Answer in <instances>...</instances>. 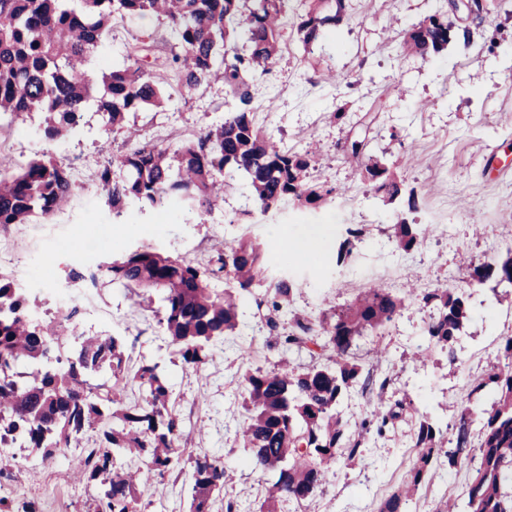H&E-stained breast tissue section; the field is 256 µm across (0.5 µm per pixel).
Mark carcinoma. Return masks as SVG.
<instances>
[{"label":"carcinoma","mask_w":512,"mask_h":512,"mask_svg":"<svg viewBox=\"0 0 512 512\" xmlns=\"http://www.w3.org/2000/svg\"><path fill=\"white\" fill-rule=\"evenodd\" d=\"M288 0H0V111L19 117L45 113L44 136L53 140L75 129L89 102L105 126H119L125 114L165 100L162 82L147 70V56L131 54L133 64L97 76L86 71L109 24L154 14L167 23L170 67L184 91L221 78L239 101L220 124L212 125L179 149L169 151L142 140L118 153L96 179L116 217L130 202L165 209L178 200L202 217L212 212L224 187L240 174L247 179L254 209L267 212L292 199L318 208L336 194L309 181L310 152L279 147L254 122L249 77L269 70L279 53L280 29ZM297 18L306 45L340 24L346 0H311ZM448 14L429 16L408 33L404 48L424 59L448 49ZM243 30L248 48L218 58L216 46ZM122 177L113 179L112 173ZM368 179L386 202L402 191L386 164L366 165ZM74 195L67 170L44 155L19 172L0 179V229L46 218ZM394 237L405 249L420 245L425 229L401 221ZM363 229L348 227L337 260L350 255ZM264 243L242 239L217 254L206 267L150 246L122 253L98 265L100 283L112 282L158 293L159 324L182 363L206 362V346L232 336L247 299H254L269 346L281 353L280 368L255 369L246 377L241 436L254 468L274 480L259 512L299 505L326 484L337 458L352 462L371 435L383 436L395 421L412 423L415 458L407 479L384 500L381 512H412L423 484L440 467L467 468L472 477L462 498L439 500L434 512H512V336L501 338L492 365L470 380L468 399L485 401L479 443H471L474 422L467 407L451 429L414 407L408 397L379 405L352 425L337 410L362 367L354 360L360 341L377 336L394 321L413 291L401 296L372 285L348 304L330 307L318 318L293 314L288 333L280 331L296 283L288 277L268 281ZM470 281L492 292L512 288V249L493 261L470 265ZM224 280V288L211 282ZM420 302L433 309L426 339L416 359L443 355L457 361L455 343L470 319L468 298L436 288ZM30 297L12 278L0 275V446L42 451L51 459L64 448H80L90 430L99 431L85 459L72 460L75 472L98 483L94 512H142L152 476L176 470L181 457V425L169 405V389L159 365L132 372L126 342L120 336L77 331L79 309L68 306L38 322ZM302 352L324 361L298 371L291 357ZM145 388L143 404L129 405V382ZM226 470L220 457L195 458L189 474L191 512H210L214 494L224 490Z\"/></svg>","instance_id":"carcinoma-1"}]
</instances>
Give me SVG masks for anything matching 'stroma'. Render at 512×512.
<instances>
[{
    "label": "stroma",
    "instance_id": "stroma-1",
    "mask_svg": "<svg viewBox=\"0 0 512 512\" xmlns=\"http://www.w3.org/2000/svg\"><path fill=\"white\" fill-rule=\"evenodd\" d=\"M442 2L347 0L344 20L307 46L296 31L305 2L289 0L279 54L269 73L254 76L251 107L257 125L279 146L302 152L318 145L311 176L337 190L323 207L303 208L287 200L265 213L249 211V187L239 178L201 219L176 202L164 210L132 203L123 217H113L95 179L99 168L113 152L141 140L173 150L221 122L236 101L220 82L204 83L188 96L174 94L162 107L129 113L123 127L111 131L104 130L94 108H87L80 131L55 141L41 133L43 113L0 119V157H9V173L45 154L69 170L76 187L68 205L48 219L0 231V240L14 248L12 262H0V272L12 275L41 305L44 320L55 315L57 295L81 296L68 280L71 267L144 245L205 265L243 237L268 243L271 277H292L297 283L293 310L313 318L372 284L394 292L409 282L422 293L459 288L469 297L472 316L459 338L455 365L435 359L416 372L407 367L431 310L417 301L405 303L398 319L355 354L363 371L388 380L387 389L355 383L341 405L344 417L354 422L379 401L406 394L419 409L452 422L467 397L469 378L489 368L499 337L512 335V304L497 301L489 287L469 284L467 277L471 263L497 260L512 249V15L500 0H485L481 15L466 23L468 42L450 44L426 60L404 54L407 32ZM165 27L155 15L113 25L89 70L127 65L126 54L137 44L147 47L151 72L173 83L163 64ZM338 110L345 112L344 122L332 120ZM356 140L365 147L354 159L349 146ZM372 158L387 162L403 184L404 195L393 203L383 202L365 176ZM410 189L416 192L412 201L406 196ZM401 220L430 228L413 250L398 248L390 237L391 225ZM349 226L363 228L366 236L340 264L336 248ZM317 233L323 245L309 257L278 248L281 236L307 241ZM159 305L158 295L104 283L95 289L80 328L124 337L133 365H161L170 403L182 419L184 456L222 457L232 474L223 492L213 496L212 512H224L228 499L242 512H254L268 478L245 465L236 434L245 414L244 377L259 367L273 368L279 353L269 347L250 302L238 333L250 343L251 358L242 360L220 340L210 345L204 365L185 368L158 322ZM411 434L402 423L372 438L363 449L364 465L336 464L323 493L303 502L298 512H380L407 477ZM76 454L69 448L37 464L28 449H15L17 464L10 479L0 483V496L37 501L40 512H93L96 483L80 480L67 466ZM470 479L466 469L438 471L419 492L416 512H432L438 500L461 493ZM146 500L145 512H189L191 491L168 475L151 485Z\"/></svg>",
    "mask_w": 512,
    "mask_h": 512
}]
</instances>
